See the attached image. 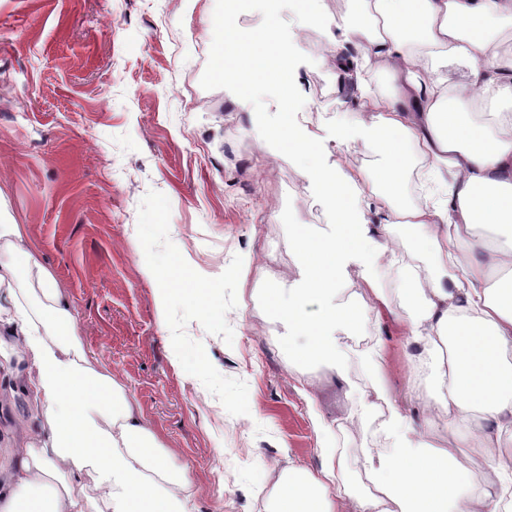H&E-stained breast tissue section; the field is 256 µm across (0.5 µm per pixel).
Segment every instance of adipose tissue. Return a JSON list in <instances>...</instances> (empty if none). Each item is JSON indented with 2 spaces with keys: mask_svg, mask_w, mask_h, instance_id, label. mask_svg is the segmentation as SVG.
Here are the masks:
<instances>
[{
  "mask_svg": "<svg viewBox=\"0 0 512 512\" xmlns=\"http://www.w3.org/2000/svg\"><path fill=\"white\" fill-rule=\"evenodd\" d=\"M324 16L327 61L361 91L342 113L337 152L363 153L366 172L335 161L305 167L308 189L332 219L289 239L301 256L276 323L296 356L295 378L315 421L318 471L282 467L267 512H512V475L498 469L512 439V0H346ZM259 33L281 55L304 25L294 0H252ZM390 92L376 94L372 78ZM270 132L301 155L311 133L282 125L304 105L299 86L256 73ZM414 263H403L402 231ZM362 281L375 340L368 383L354 390L351 423L369 434L382 411L385 445L363 451L369 492L340 490L349 461L336 423L319 410L300 363L314 360L348 382L347 348L358 308L346 285ZM0 348L33 364L24 389L42 405L44 433L0 463V512H198L173 494L161 438L136 416L126 389L86 350L52 273L25 246L20 225H0ZM402 337L411 394L390 390L392 336ZM463 415L483 434V460L461 459L462 430L434 439L437 417ZM483 484L469 476L476 465ZM94 482L95 499L75 486Z\"/></svg>",
  "mask_w": 512,
  "mask_h": 512,
  "instance_id": "1",
  "label": "adipose tissue"
}]
</instances>
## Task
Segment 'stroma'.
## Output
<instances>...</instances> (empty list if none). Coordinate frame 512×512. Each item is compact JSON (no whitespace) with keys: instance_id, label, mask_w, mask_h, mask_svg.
I'll use <instances>...</instances> for the list:
<instances>
[{"instance_id":"obj_1","label":"stroma","mask_w":512,"mask_h":512,"mask_svg":"<svg viewBox=\"0 0 512 512\" xmlns=\"http://www.w3.org/2000/svg\"><path fill=\"white\" fill-rule=\"evenodd\" d=\"M326 0H307L310 102L296 114L324 136L356 108L354 86L320 59L332 50L320 26ZM195 0H0V225H20L56 278L90 357L124 386L185 474L199 512H263L286 459L320 464L314 422L288 373L265 291L293 283L301 257L289 237L324 224L320 197L304 189L287 144L270 145L215 64L213 33ZM257 271L243 304L224 303L239 249ZM156 272L146 276V265ZM169 290L198 338L195 363L218 365L229 400L178 373L180 344L162 321ZM373 325L362 318L349 345V385L316 362L304 368L337 447L354 472L380 432L359 437L348 387L364 384ZM272 432L253 433V413ZM40 431V408L18 374L0 367V448ZM248 469L254 489L235 485Z\"/></svg>"}]
</instances>
